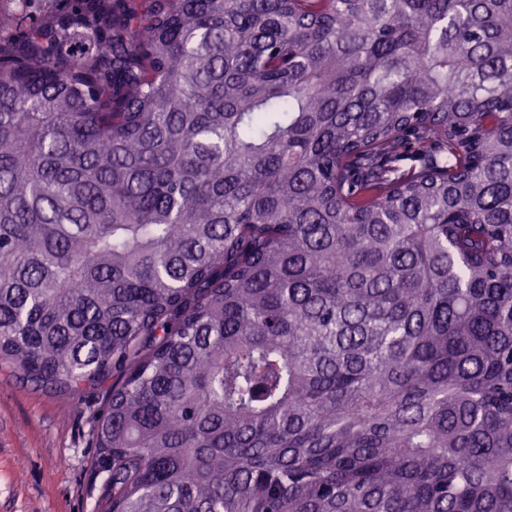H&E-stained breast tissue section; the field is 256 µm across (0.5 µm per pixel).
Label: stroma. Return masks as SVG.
Segmentation results:
<instances>
[{
	"instance_id": "35a3bbf8",
	"label": "stroma",
	"mask_w": 512,
	"mask_h": 512,
	"mask_svg": "<svg viewBox=\"0 0 512 512\" xmlns=\"http://www.w3.org/2000/svg\"><path fill=\"white\" fill-rule=\"evenodd\" d=\"M111 390L62 394L0 362V512H104L95 427Z\"/></svg>"
}]
</instances>
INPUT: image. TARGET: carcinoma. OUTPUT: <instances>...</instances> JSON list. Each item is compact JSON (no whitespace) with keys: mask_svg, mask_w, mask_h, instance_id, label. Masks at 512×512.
Here are the masks:
<instances>
[{"mask_svg":"<svg viewBox=\"0 0 512 512\" xmlns=\"http://www.w3.org/2000/svg\"><path fill=\"white\" fill-rule=\"evenodd\" d=\"M0 11V360L108 512H512V0Z\"/></svg>","mask_w":512,"mask_h":512,"instance_id":"cac0c4a2","label":"carcinoma"}]
</instances>
